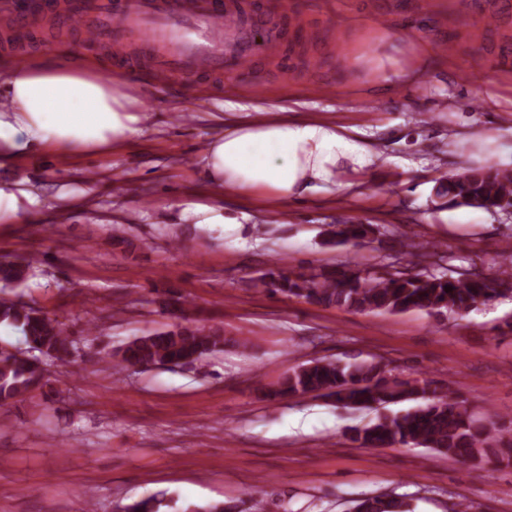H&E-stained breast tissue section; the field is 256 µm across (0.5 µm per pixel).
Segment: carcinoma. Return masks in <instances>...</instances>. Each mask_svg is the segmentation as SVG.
<instances>
[{
  "mask_svg": "<svg viewBox=\"0 0 512 512\" xmlns=\"http://www.w3.org/2000/svg\"><path fill=\"white\" fill-rule=\"evenodd\" d=\"M439 192L449 202L472 208L495 210L512 206V170L471 169L439 179ZM374 233L370 224L346 222L336 225L340 242L359 246ZM29 265L0 263V282L22 284ZM259 285L273 293L303 298L311 303L344 307L356 312L463 313L488 301L494 289L478 273L457 277L428 272L376 274L330 270L320 273L271 271ZM0 323L18 328L25 338V354L0 352V406L39 387L49 367L72 362L77 341L65 325L20 301L0 299ZM224 350V334L191 323L178 324L162 333L139 336L121 351L113 364L120 371L127 363L145 367L165 365L177 359L203 362ZM386 366L374 361L338 363L315 360L301 365L285 377L272 394L276 396L326 395L349 407L385 408L402 401L417 405L383 414L362 428L351 440L363 448L421 445L448 455L465 466L512 459V429L493 421L476 420L452 387H430V383L390 381ZM163 502L144 498L124 505L123 512H159ZM257 499L228 501L198 508L194 512H261ZM355 512H412L401 496L371 497L359 501Z\"/></svg>",
  "mask_w": 512,
  "mask_h": 512,
  "instance_id": "cac0c4a2",
  "label": "carcinoma"
}]
</instances>
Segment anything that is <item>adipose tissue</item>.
<instances>
[{
  "instance_id": "1",
  "label": "adipose tissue",
  "mask_w": 512,
  "mask_h": 512,
  "mask_svg": "<svg viewBox=\"0 0 512 512\" xmlns=\"http://www.w3.org/2000/svg\"><path fill=\"white\" fill-rule=\"evenodd\" d=\"M403 64L378 73L411 80L427 66L416 32L402 41ZM137 101L99 81L85 59L30 52L25 64L0 63V161L39 153H108L142 132ZM207 177L227 196L263 192L295 200L349 173L368 170L377 155L357 128L318 119L266 117L229 122L202 153Z\"/></svg>"
}]
</instances>
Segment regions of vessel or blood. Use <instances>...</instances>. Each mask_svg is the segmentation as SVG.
Segmentation results:
<instances>
[{
    "label": "vessel or blood",
    "instance_id": "1",
    "mask_svg": "<svg viewBox=\"0 0 512 512\" xmlns=\"http://www.w3.org/2000/svg\"><path fill=\"white\" fill-rule=\"evenodd\" d=\"M65 20L88 48L138 42L159 88L177 76L230 77L253 69L257 57H285L280 38L255 39L264 17L249 0H82Z\"/></svg>",
    "mask_w": 512,
    "mask_h": 512
}]
</instances>
